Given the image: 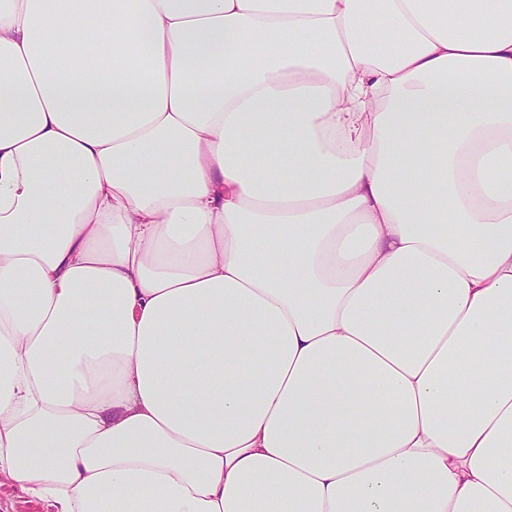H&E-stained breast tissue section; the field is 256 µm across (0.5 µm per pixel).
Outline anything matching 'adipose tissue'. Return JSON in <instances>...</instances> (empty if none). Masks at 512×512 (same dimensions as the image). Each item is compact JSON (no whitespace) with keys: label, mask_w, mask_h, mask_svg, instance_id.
<instances>
[{"label":"adipose tissue","mask_w":512,"mask_h":512,"mask_svg":"<svg viewBox=\"0 0 512 512\" xmlns=\"http://www.w3.org/2000/svg\"><path fill=\"white\" fill-rule=\"evenodd\" d=\"M512 0H0V473L50 512H512Z\"/></svg>","instance_id":"adipose-tissue-1"}]
</instances>
